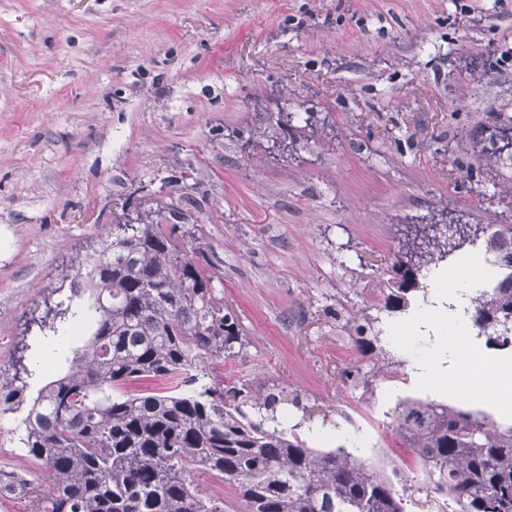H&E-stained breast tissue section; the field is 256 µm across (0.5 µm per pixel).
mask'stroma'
<instances>
[{
	"label": "stroma",
	"mask_w": 512,
	"mask_h": 512,
	"mask_svg": "<svg viewBox=\"0 0 512 512\" xmlns=\"http://www.w3.org/2000/svg\"><path fill=\"white\" fill-rule=\"evenodd\" d=\"M289 113L304 143L290 155L255 134ZM511 128L512 0H0V367L48 289L76 280L72 256L122 208L172 201L244 330L215 378L284 392L309 447L408 477L407 512H442L393 429L398 406L512 425L470 388L512 348L471 337L435 382H413L422 292L399 308L387 268L438 202L463 224L512 222L479 156ZM85 343L39 339L25 405ZM349 366L361 373L342 381ZM25 405L0 412V470L46 486L20 442Z\"/></svg>",
	"instance_id": "35a3bbf8"
}]
</instances>
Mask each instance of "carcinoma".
I'll use <instances>...</instances> for the list:
<instances>
[{
    "label": "carcinoma",
    "mask_w": 512,
    "mask_h": 512,
    "mask_svg": "<svg viewBox=\"0 0 512 512\" xmlns=\"http://www.w3.org/2000/svg\"><path fill=\"white\" fill-rule=\"evenodd\" d=\"M111 239L87 256V282L33 320L41 333L74 323L94 328L74 367L47 382L28 409L22 438L52 476L42 494L31 478L0 472V495L20 486L32 512H224V497L202 495L203 469L237 487L250 512H406L396 487L349 453L321 451L282 428L251 418L245 404L275 412L283 392L254 397L205 382L210 365L237 356L243 330L211 288L202 251L180 249L173 233L189 215L172 205L133 210ZM421 224L400 246L392 269L397 293L419 288L421 272L468 245L482 251L490 278L469 299L471 320L499 325L490 340L512 346V224H477L455 246ZM30 344L11 363L4 403L24 401L38 364ZM142 378L166 382L130 395ZM395 429L416 450L426 480L448 495V512H512V426L446 405L407 400Z\"/></svg>",
    "instance_id": "obj_1"
}]
</instances>
